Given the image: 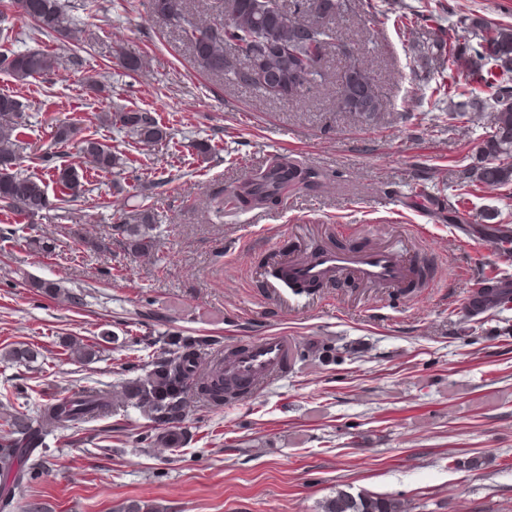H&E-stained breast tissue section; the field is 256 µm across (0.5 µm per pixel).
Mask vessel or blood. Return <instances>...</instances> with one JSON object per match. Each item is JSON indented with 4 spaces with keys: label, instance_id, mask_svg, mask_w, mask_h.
I'll return each mask as SVG.
<instances>
[{
    "label": "vessel or blood",
    "instance_id": "vessel-or-blood-1",
    "mask_svg": "<svg viewBox=\"0 0 512 512\" xmlns=\"http://www.w3.org/2000/svg\"><path fill=\"white\" fill-rule=\"evenodd\" d=\"M292 286L311 288L329 279L348 277L365 286L407 289L419 284L420 270L413 255L386 245L365 244L352 249L328 246L312 254L292 256L279 268ZM292 342L285 336H260L226 364L229 375L244 379L247 396H255L288 374Z\"/></svg>",
    "mask_w": 512,
    "mask_h": 512
}]
</instances>
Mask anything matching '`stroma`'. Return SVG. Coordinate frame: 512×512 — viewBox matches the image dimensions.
I'll list each match as a JSON object with an SVG mask.
<instances>
[{"label":"stroma","mask_w":512,"mask_h":512,"mask_svg":"<svg viewBox=\"0 0 512 512\" xmlns=\"http://www.w3.org/2000/svg\"><path fill=\"white\" fill-rule=\"evenodd\" d=\"M68 0L71 16L91 20L81 46L43 39L62 56V75L21 82L0 70V92L23 103L28 129L18 153L42 173L51 124L75 123L130 154L125 130L102 112L155 113L166 140L125 169L135 197L111 207V176L89 178L80 221L52 209L0 220V354L24 346L28 363L0 362V387L26 392L15 411L85 386L122 379L121 364L144 365L127 336L168 332L214 336L236 346L284 333L296 353L287 377L263 393L222 407L193 400L182 447L147 445L137 411L79 429L50 428L36 475L13 491V512H116L129 499L164 512H318L344 491L404 501L410 512H512V309L478 324L466 308L478 272L512 276V256L495 252L488 217L512 222V194L476 189L455 196L461 170L479 165L492 112L453 120L438 84L460 81L437 66L439 43L474 44L467 18L512 26V0H442L435 21L400 30V14L427 0H377L376 14L355 12L338 25L355 57L371 61L382 108L371 120L339 113L336 87L313 88L304 102L266 97L231 77L200 70L179 29L153 16L149 0ZM145 61L128 74L114 58L116 39ZM95 77L104 93L90 90ZM212 146L208 158L195 145ZM279 155L323 174L327 187L292 188L276 204L216 213L211 199ZM450 198L452 209L417 198ZM148 205L161 226L157 258L88 248L122 213ZM344 225L348 245H394L413 252L428 287L402 297L340 278L293 297L274 289L290 250L326 243ZM53 240L52 255L24 238ZM82 291L73 307L27 288V277ZM114 334L111 342L104 333ZM78 337L100 346L90 363L70 360Z\"/></svg>","instance_id":"obj_1"}]
</instances>
